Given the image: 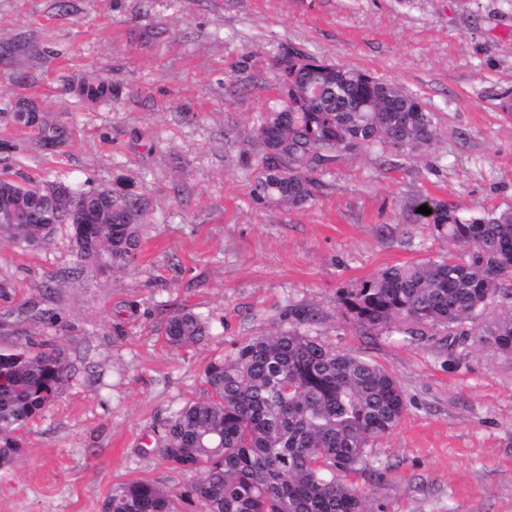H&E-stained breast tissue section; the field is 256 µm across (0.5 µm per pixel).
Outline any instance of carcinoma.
Returning a JSON list of instances; mask_svg holds the SVG:
<instances>
[{
  "label": "carcinoma",
  "instance_id": "carcinoma-1",
  "mask_svg": "<svg viewBox=\"0 0 512 512\" xmlns=\"http://www.w3.org/2000/svg\"><path fill=\"white\" fill-rule=\"evenodd\" d=\"M275 106L253 138L262 148L254 199L289 209L313 195L347 157L374 148L397 155L426 150L434 114L418 99L372 73L288 52ZM88 205L96 223L76 226L79 261L124 270L137 263L145 198L107 189H42L0 174V238L26 248L45 245L57 224ZM425 205L429 215L417 212ZM411 215L433 226L458 254L386 266L339 297V307L369 334L466 336L489 305L512 303V207L460 210L441 200L416 201ZM254 336L204 370L206 396L162 424L157 452L199 479L180 498L136 479L116 486L107 512H368L366 494L338 473L367 465L370 442L391 433L406 411L396 378L359 354L338 352L304 326ZM165 340L191 347L207 335L205 315L173 312ZM484 340L512 353V308L484 329ZM69 381L58 348L31 342L0 349V468L21 451L20 434Z\"/></svg>",
  "mask_w": 512,
  "mask_h": 512
}]
</instances>
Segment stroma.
<instances>
[{
  "label": "stroma",
  "instance_id": "1",
  "mask_svg": "<svg viewBox=\"0 0 512 512\" xmlns=\"http://www.w3.org/2000/svg\"><path fill=\"white\" fill-rule=\"evenodd\" d=\"M0 44V167L149 201L126 270L80 262L67 224L37 250L0 239V347L50 342L70 363L0 469V512H104L133 479L184 493L194 475L154 452L162 423L203 398L211 360L288 329L297 308L317 313L311 336L406 394L347 476L371 512H512V354L480 338L498 308L450 350L364 335L338 304L383 267L448 253L414 200L512 207V0H0ZM290 49L414 95L435 115L431 146L346 159L303 207L258 205L253 129ZM32 306L47 319L20 320ZM182 307L209 334L175 348L163 328Z\"/></svg>",
  "mask_w": 512,
  "mask_h": 512
}]
</instances>
